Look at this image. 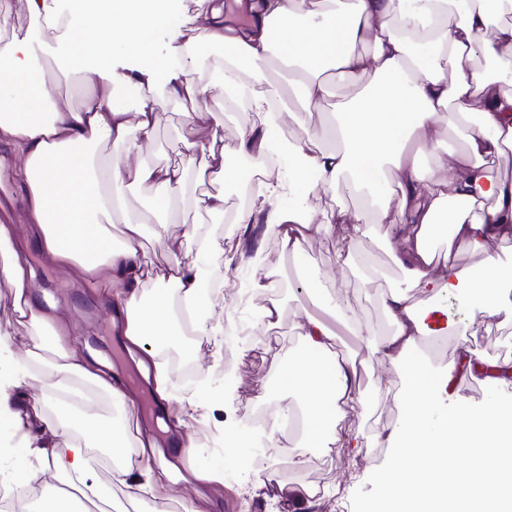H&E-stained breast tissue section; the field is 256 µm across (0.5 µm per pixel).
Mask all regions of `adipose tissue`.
I'll use <instances>...</instances> for the list:
<instances>
[{
	"label": "adipose tissue",
	"mask_w": 512,
	"mask_h": 512,
	"mask_svg": "<svg viewBox=\"0 0 512 512\" xmlns=\"http://www.w3.org/2000/svg\"><path fill=\"white\" fill-rule=\"evenodd\" d=\"M192 12L177 11L174 0H84V33L68 46L69 70L87 89L80 108L62 93L61 79L37 56L28 36L14 26L13 0H0V170L9 171L27 193L28 222L45 260L112 291L124 313V334L134 347H147L157 372H164L166 350L191 335L212 343L222 357L224 332L205 312L203 282L197 261L174 260L158 272L141 249L154 235L165 241L166 227L120 222L123 209L124 162H132L133 181L153 191L155 207L166 212L180 201L193 174L181 164L151 163L143 150L160 121L148 91L162 87L177 100L199 104L204 93L195 73L194 46L206 42L223 48L240 80L260 76L281 61L298 90V102L318 105L326 91L323 74L332 69L347 76L368 72L382 81L369 97L347 98L337 114L339 147L320 149L325 133L307 132L306 144L281 134L290 107L280 84L252 91L251 125L239 142L240 154L288 155L295 173L289 184L297 205L274 201L281 189L271 185L254 209L239 213L238 223L269 224L280 256L297 258L302 242L332 234L336 225L358 226L363 213L340 207L322 209L319 217L304 208L305 199L324 189L355 191L368 196L383 220L381 229L408 288L383 297L391 326L377 337L368 325L355 322L346 310L335 321L306 314L295 329L298 347L279 376L281 385L304 393V439L307 446L329 448L337 442L336 426L346 412L362 405L356 382L360 367L383 359L403 367L413 384L405 413L391 428L377 431L369 447L393 445L397 467L381 481L388 512H475L478 501L494 495L503 467L512 464V415L496 408L476 413L450 411L434 420L433 397L465 380L470 359L452 364L431 377L418 355L421 341L434 330L427 322L444 293L472 298L479 310L500 308L512 291V274L494 256L475 268L458 267L455 246L475 250L512 238V182L501 178L493 162L512 142V90L486 73L470 70L476 57L512 60V0H499L500 21H492L486 0H463L462 14L452 0H249L250 21L233 27L224 22L223 0H195ZM167 30L170 48L156 55L153 37ZM434 44L437 54L422 63L415 44ZM372 44L369 53L362 44ZM454 78H446V68ZM140 89L135 110L119 106L116 85ZM465 131L467 149L460 161L428 166L420 149L439 121ZM219 123L207 135L190 133L184 149L200 160L198 173L213 180L236 182L239 168L226 164ZM121 155L109 183L98 175L99 148ZM123 223L120 239L108 225ZM444 231L445 259L435 263L432 239ZM0 275L12 285L13 325L28 329L35 342L26 357L0 363V419L14 417V392L26 389L32 364L40 362L51 388L65 392L75 383L108 395L118 415L103 422L95 405L43 420L38 432L26 433L15 457L32 451L37 435L55 443L49 465L71 479L80 492L103 499L106 489L90 464L95 447L122 460L140 434L135 401L76 353L64 350L52 317L27 300L31 274L12 225L0 224ZM156 282L149 296L137 285ZM421 301H413V294ZM355 336L358 353L332 355L340 330ZM44 350L58 352L41 362Z\"/></svg>",
	"instance_id": "adipose-tissue-1"
}]
</instances>
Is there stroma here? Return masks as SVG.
<instances>
[{
  "label": "stroma",
  "mask_w": 512,
  "mask_h": 512,
  "mask_svg": "<svg viewBox=\"0 0 512 512\" xmlns=\"http://www.w3.org/2000/svg\"><path fill=\"white\" fill-rule=\"evenodd\" d=\"M14 24L19 34L30 36L36 54L56 69L65 68L66 40L38 30L22 12L15 15ZM194 51L202 62L196 78L206 89L201 106L221 118L224 159L235 164L236 148L249 114L225 107V89L217 78L224 64L222 49L199 43ZM326 79V94L319 106L306 111L297 109L286 116L283 131L288 140L303 141L305 129L330 125L337 101L374 83L370 73L351 84L333 72L327 73ZM153 95L162 122L154 132L152 150L169 162H185L182 135L191 107L160 88ZM197 189L223 193L225 200L222 217L205 219L211 238L219 244L217 250L207 255H200L197 241L185 235L186 211L179 208L165 215L157 213L149 191L137 187L127 190L124 217L149 225L165 221L166 243H173V250H166V244L150 238L144 241V248L156 266L167 269L175 257L184 261L200 258L199 271L208 285L205 301L214 319L237 322L242 332L225 338L226 360L213 361L209 345L194 342L177 345L168 357L167 390L172 401L158 406L156 415L168 421L171 437L181 444H192L191 453H169L158 442L153 417L148 416L142 419V429L146 437L155 439V452L146 457L139 447L129 448L124 479H117L108 454L94 452L99 478L112 488V512H152V495L134 499L128 490L129 484L149 477L157 480L169 501L188 510L197 508L198 512H301L299 503L303 500L316 505L329 502V512H374L382 496L380 473L391 461L390 451L373 457L365 447L339 451L309 448L303 437L289 435L282 437L280 447L270 448L265 436L255 434L251 437L253 452L239 456L237 465L226 467L222 460L225 433L238 435L249 428V414L261 405L265 395L301 403V394L288 392L276 381L287 351L297 341L295 324L301 316L339 306L357 321L370 324L377 335L386 334L388 326L379 298L389 289L404 287L405 274L377 228L378 216L367 214L360 227L361 259L356 264L339 262L335 237L310 239L303 244L304 266L285 277L278 288L264 293L254 288L261 270L252 263L250 255L258 251L266 263H280L276 235L264 224L249 228L238 224L237 216L247 205L235 185L206 180ZM5 192L7 206L0 210V218L13 224L16 240L34 269L31 289L38 295L35 307L59 320L67 349L103 364L113 379L125 381L134 359H145V350L137 349L132 355L124 353L123 321L111 308L109 299L90 282L45 263L30 238L24 190L9 183ZM271 298L279 300L283 311L275 327L264 326L257 319L258 308ZM439 305L446 312L451 329L442 339L443 352L425 360L431 371H446L464 346L478 359L512 360L511 313L503 310L483 314L467 298L454 294L442 296ZM203 369L208 371L211 384H224L229 393L224 403L213 402L212 392L199 386L197 376ZM361 382L364 405L340 418V437L356 434L369 438L405 411L402 400L412 380L401 368L374 363L368 372L362 373ZM461 395L466 407L476 411L493 404L512 411V386L492 385L481 376L466 379ZM191 401L199 406V414L193 420L179 412L182 404ZM201 470L212 471L213 480H197L195 474ZM269 473L274 476L273 482L264 489H255V480Z\"/></svg>",
  "instance_id": "1"
}]
</instances>
